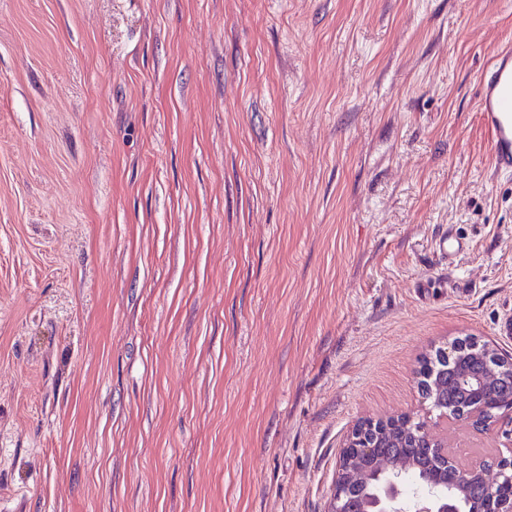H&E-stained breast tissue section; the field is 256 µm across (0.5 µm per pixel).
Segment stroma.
<instances>
[{
    "label": "stroma",
    "mask_w": 512,
    "mask_h": 512,
    "mask_svg": "<svg viewBox=\"0 0 512 512\" xmlns=\"http://www.w3.org/2000/svg\"><path fill=\"white\" fill-rule=\"evenodd\" d=\"M509 44L512 0H0V512H327L433 347L512 355ZM477 110L491 135L492 167L512 176V47L501 49L479 78Z\"/></svg>",
    "instance_id": "1"
}]
</instances>
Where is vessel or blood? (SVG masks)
I'll list each match as a JSON object with an SVG mask.
<instances>
[{
	"label": "vessel or blood",
	"mask_w": 512,
	"mask_h": 512,
	"mask_svg": "<svg viewBox=\"0 0 512 512\" xmlns=\"http://www.w3.org/2000/svg\"><path fill=\"white\" fill-rule=\"evenodd\" d=\"M477 110L491 135L492 167L512 176V47L501 49L479 78Z\"/></svg>",
	"instance_id": "vessel-or-blood-1"
}]
</instances>
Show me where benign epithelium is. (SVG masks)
I'll return each instance as SVG.
<instances>
[{
  "mask_svg": "<svg viewBox=\"0 0 512 512\" xmlns=\"http://www.w3.org/2000/svg\"><path fill=\"white\" fill-rule=\"evenodd\" d=\"M417 386L435 405H447L445 389H453L455 404L444 412L445 423H465L488 430L493 420L485 418L489 400L501 392L511 395L506 411L512 413V361H503L495 349L473 337L454 340L426 356L417 371ZM404 430L412 447L432 461L424 476L427 488L408 498L403 495L405 477L417 467L411 458H381V440ZM448 430H431L408 414L366 418L356 422L338 453L336 474L328 512H512V498L502 500L496 490L512 459L502 458L496 476L480 462L465 470L453 459ZM372 460L369 465L366 460ZM451 485V492L441 487ZM475 485L483 487V498L472 496Z\"/></svg>",
  "mask_w": 512,
  "mask_h": 512,
  "instance_id": "obj_1",
  "label": "benign epithelium"
}]
</instances>
